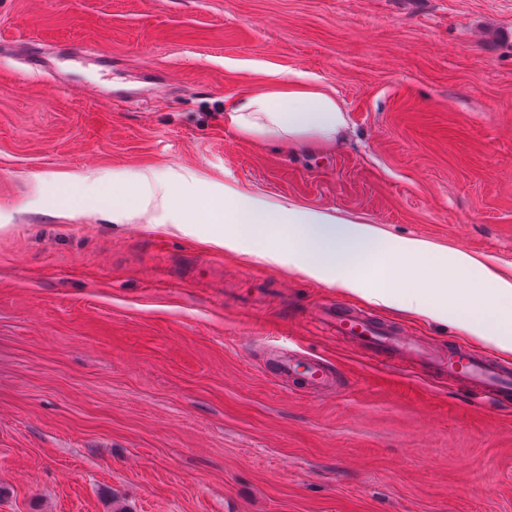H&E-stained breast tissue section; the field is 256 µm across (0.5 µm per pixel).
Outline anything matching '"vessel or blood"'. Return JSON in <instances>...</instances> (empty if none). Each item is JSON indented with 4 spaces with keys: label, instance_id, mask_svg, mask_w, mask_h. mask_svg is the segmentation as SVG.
<instances>
[{
    "label": "vessel or blood",
    "instance_id": "obj_1",
    "mask_svg": "<svg viewBox=\"0 0 512 512\" xmlns=\"http://www.w3.org/2000/svg\"><path fill=\"white\" fill-rule=\"evenodd\" d=\"M321 313L336 335L346 337L369 357L433 369L449 382L486 398L512 397V363L491 352L457 342L440 347L407 328L341 305L322 307ZM304 382L322 397L338 389L332 369L317 358L309 360Z\"/></svg>",
    "mask_w": 512,
    "mask_h": 512
}]
</instances>
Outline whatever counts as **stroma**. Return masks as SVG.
Listing matches in <instances>:
<instances>
[{"label": "stroma", "instance_id": "stroma-1", "mask_svg": "<svg viewBox=\"0 0 512 512\" xmlns=\"http://www.w3.org/2000/svg\"><path fill=\"white\" fill-rule=\"evenodd\" d=\"M298 74L346 110L341 145L225 127ZM144 173L171 210L113 221ZM228 186L512 277V0H0V512H512V402L311 312L466 333L291 269L274 232L213 245ZM291 349L344 390L277 377ZM305 384L317 395L322 397L333 396L338 389L337 376L332 369L320 359H309L304 375Z\"/></svg>", "mask_w": 512, "mask_h": 512}]
</instances>
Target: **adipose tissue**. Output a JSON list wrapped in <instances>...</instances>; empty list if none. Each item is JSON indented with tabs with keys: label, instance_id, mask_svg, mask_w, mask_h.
<instances>
[{
	"label": "adipose tissue",
	"instance_id": "obj_1",
	"mask_svg": "<svg viewBox=\"0 0 512 512\" xmlns=\"http://www.w3.org/2000/svg\"><path fill=\"white\" fill-rule=\"evenodd\" d=\"M224 123L252 136L285 139L301 146L308 141L342 139L347 117L336 97L305 77L275 82L270 89L237 96L224 105ZM232 230L224 246L236 243L238 224L261 232L274 227L288 234V261L307 276L362 296L368 302L429 316L457 325L467 334L494 341L512 353V279H507L461 250H443L416 239L389 240L374 227L324 211L291 204H272L228 187L218 214ZM430 258L454 279H463L495 301L493 309L462 317L455 304L430 305L420 290L393 291L394 279Z\"/></svg>",
	"mask_w": 512,
	"mask_h": 512
}]
</instances>
